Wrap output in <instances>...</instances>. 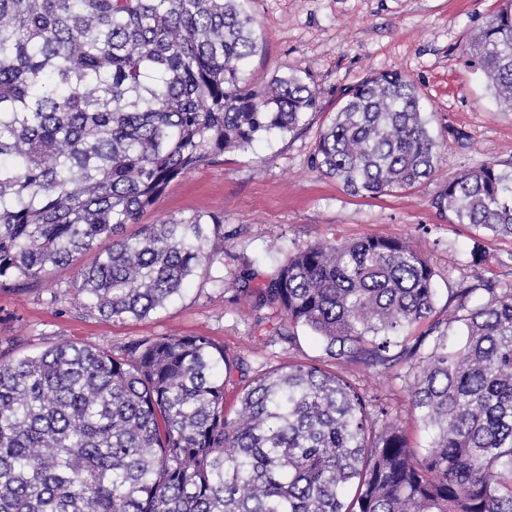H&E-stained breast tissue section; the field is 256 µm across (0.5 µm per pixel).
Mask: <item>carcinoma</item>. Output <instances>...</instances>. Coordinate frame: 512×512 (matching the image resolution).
<instances>
[{
	"label": "carcinoma",
	"mask_w": 512,
	"mask_h": 512,
	"mask_svg": "<svg viewBox=\"0 0 512 512\" xmlns=\"http://www.w3.org/2000/svg\"><path fill=\"white\" fill-rule=\"evenodd\" d=\"M253 25L240 0H0V288L90 253L72 288L107 319L144 318L196 276L224 287L211 274L223 218L141 219L179 176L316 108L317 89L295 75L254 90ZM464 52L512 111V0ZM437 148L414 83L372 73L342 98L312 168L377 197L431 178ZM432 204L512 236V169L466 171ZM434 277L397 237L319 242L258 284L248 264L235 276L253 312L281 310L338 362L411 359L424 451L379 425L377 397L319 365L251 374L205 335L119 355L61 339L0 352V512H512V291L471 306L476 288L461 289L445 327L411 342Z\"/></svg>",
	"instance_id": "carcinoma-1"
}]
</instances>
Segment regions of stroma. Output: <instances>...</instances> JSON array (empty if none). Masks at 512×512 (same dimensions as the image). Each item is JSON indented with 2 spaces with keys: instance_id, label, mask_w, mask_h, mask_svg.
Returning <instances> with one entry per match:
<instances>
[{
  "instance_id": "35a3bbf8",
  "label": "stroma",
  "mask_w": 512,
  "mask_h": 512,
  "mask_svg": "<svg viewBox=\"0 0 512 512\" xmlns=\"http://www.w3.org/2000/svg\"><path fill=\"white\" fill-rule=\"evenodd\" d=\"M500 0H244L255 21L259 48L248 65L252 87L295 75L316 85L315 111L293 132L256 142L248 153H227L172 181L143 218L153 224L193 213L224 218L223 288L193 279L182 297L137 319L108 320L87 312L71 287L76 266L51 272L41 285L19 293L0 289V341L19 354L44 350L59 339L119 352L146 337L207 335L252 370L288 362L326 360L325 345L298 327L288 343L275 336L284 324L276 309L248 313L235 298V273L253 265L271 273L288 254L319 241L398 236L425 251L435 271L437 299L430 319L413 335L446 322L456 292L477 291L472 304L512 288V237L450 222L432 205L439 187L459 173L494 160L512 169V112L501 108L484 76L463 53L471 37L500 7ZM374 72L401 74L418 90L428 128L439 143L433 176L380 197L349 194L316 172L311 160L320 133L339 99ZM358 360L335 371L389 405L388 422L403 426L410 447L429 435L411 423L410 397L401 376Z\"/></svg>"
}]
</instances>
